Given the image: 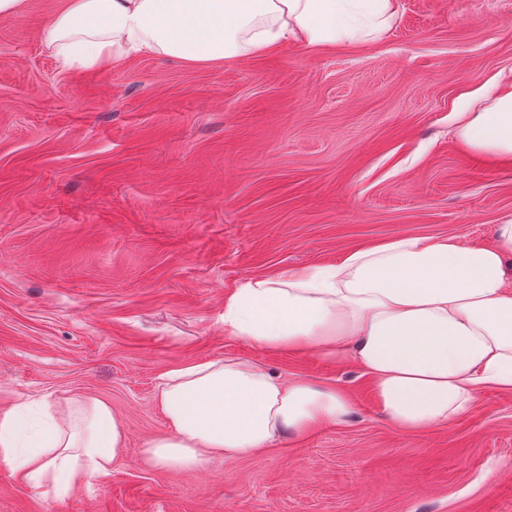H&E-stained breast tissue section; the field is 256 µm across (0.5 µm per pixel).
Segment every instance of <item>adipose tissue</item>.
Returning <instances> with one entry per match:
<instances>
[{
  "label": "adipose tissue",
  "instance_id": "obj_1",
  "mask_svg": "<svg viewBox=\"0 0 512 512\" xmlns=\"http://www.w3.org/2000/svg\"><path fill=\"white\" fill-rule=\"evenodd\" d=\"M397 9L396 0H65L39 39L68 71L156 53L220 65L288 39L354 41L389 27ZM479 98L480 111L457 113V137L512 159V87L490 82ZM224 329L259 349L355 363L391 426L432 431L466 416L484 391L512 392V222L490 246L403 235L332 265L249 279L226 297ZM159 402L170 430L143 453L169 470L252 458L353 409L341 387L233 358L169 370ZM26 408L0 412V462L60 494L109 476L125 437L106 401L73 399L34 428Z\"/></svg>",
  "mask_w": 512,
  "mask_h": 512
}]
</instances>
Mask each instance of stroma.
Listing matches in <instances>:
<instances>
[{"label": "stroma", "instance_id": "1", "mask_svg": "<svg viewBox=\"0 0 512 512\" xmlns=\"http://www.w3.org/2000/svg\"><path fill=\"white\" fill-rule=\"evenodd\" d=\"M62 4L0 17V412L101 398L126 444L64 496L0 462V512H512V392L407 435L355 365L224 330L251 278L401 235L494 243L512 161L466 147L454 114L512 83V0H398L360 43L78 73L39 40ZM224 358L340 386L353 412L252 458L146 462L161 376Z\"/></svg>", "mask_w": 512, "mask_h": 512}]
</instances>
